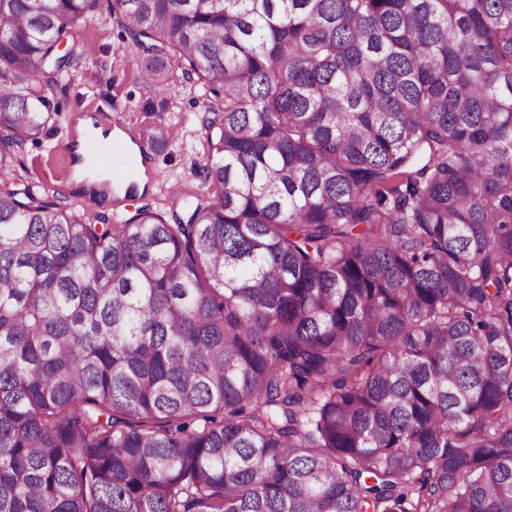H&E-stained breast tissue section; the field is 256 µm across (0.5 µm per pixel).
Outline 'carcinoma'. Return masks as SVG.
<instances>
[{"mask_svg": "<svg viewBox=\"0 0 512 512\" xmlns=\"http://www.w3.org/2000/svg\"><path fill=\"white\" fill-rule=\"evenodd\" d=\"M97 9L0 0V512H512V0H112L172 223L21 162Z\"/></svg>", "mask_w": 512, "mask_h": 512, "instance_id": "obj_1", "label": "carcinoma"}]
</instances>
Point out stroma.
Returning a JSON list of instances; mask_svg holds the SVG:
<instances>
[{
    "instance_id": "35a3bbf8",
    "label": "stroma",
    "mask_w": 512,
    "mask_h": 512,
    "mask_svg": "<svg viewBox=\"0 0 512 512\" xmlns=\"http://www.w3.org/2000/svg\"><path fill=\"white\" fill-rule=\"evenodd\" d=\"M78 44L81 56L76 69L45 91L59 114L56 123L42 145L27 146L21 156L35 181L48 185L60 201L85 210L98 224L112 223L118 214L132 216L142 207L165 215L173 197L202 192L203 182L194 174L203 162L198 147L204 133L198 91L185 82L171 96H156L141 78L139 55L128 52L123 32L113 26L107 0H100L96 20L79 31ZM104 116L126 130L163 121L171 132L166 150H145V192L126 196L117 211L94 206L80 195L73 180L75 155L65 144L77 119Z\"/></svg>"
}]
</instances>
